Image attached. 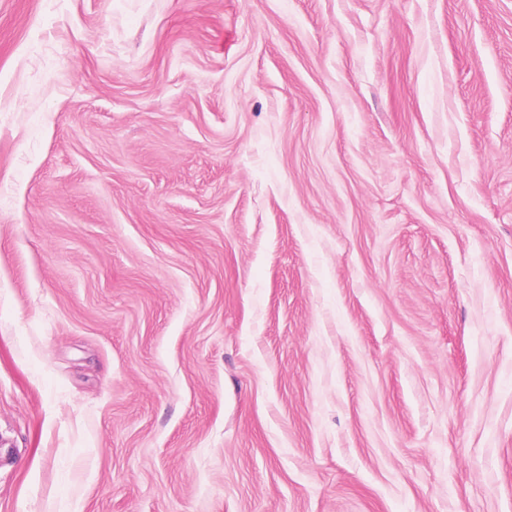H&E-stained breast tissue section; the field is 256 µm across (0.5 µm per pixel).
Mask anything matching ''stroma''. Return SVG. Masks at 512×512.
I'll list each match as a JSON object with an SVG mask.
<instances>
[{
    "instance_id": "35a3bbf8",
    "label": "stroma",
    "mask_w": 512,
    "mask_h": 512,
    "mask_svg": "<svg viewBox=\"0 0 512 512\" xmlns=\"http://www.w3.org/2000/svg\"><path fill=\"white\" fill-rule=\"evenodd\" d=\"M0 512H512V0H0Z\"/></svg>"
}]
</instances>
